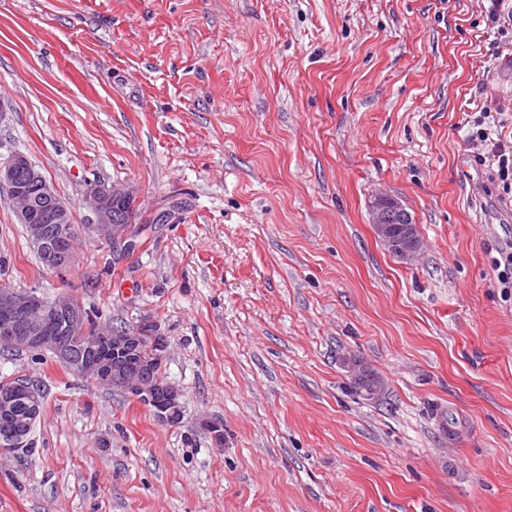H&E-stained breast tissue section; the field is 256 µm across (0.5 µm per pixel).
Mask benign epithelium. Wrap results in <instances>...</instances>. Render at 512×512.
<instances>
[{"instance_id": "benign-epithelium-1", "label": "benign epithelium", "mask_w": 512, "mask_h": 512, "mask_svg": "<svg viewBox=\"0 0 512 512\" xmlns=\"http://www.w3.org/2000/svg\"><path fill=\"white\" fill-rule=\"evenodd\" d=\"M0 186L17 204V218L27 226L30 239L55 270L73 259L68 212L42 172L23 154L0 164ZM134 190L125 184L93 187L84 192V204L94 216L93 229L111 233L112 245L132 247L129 224H117L112 205L134 204ZM374 231L379 240L404 261L413 260L421 240L409 211L398 199L378 194L371 202ZM84 308L73 298L48 300L32 289L0 286V347L49 353L71 366L80 376L99 385L120 390L148 407L156 421L176 426L183 417L181 394L172 384L161 383L162 345L141 327L114 330L98 326L89 336ZM41 415L35 385L21 381L0 386V456L24 447L27 436L19 417L34 422Z\"/></svg>"}]
</instances>
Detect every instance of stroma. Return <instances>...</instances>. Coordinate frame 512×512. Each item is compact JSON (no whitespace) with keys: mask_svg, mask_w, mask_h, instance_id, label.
Masks as SVG:
<instances>
[{"mask_svg":"<svg viewBox=\"0 0 512 512\" xmlns=\"http://www.w3.org/2000/svg\"><path fill=\"white\" fill-rule=\"evenodd\" d=\"M488 0H0V163L26 155L81 231L43 268L0 188V284L162 337L181 424L49 355L0 512H512V20ZM136 192L133 251L87 231ZM397 198L414 262L377 238ZM163 223H156L157 215ZM366 371L383 384L355 391ZM221 425L216 447L205 422ZM482 118L477 121V127L475 132H472L471 141L481 143L484 146L486 153L479 154L477 157L480 162H486L487 159L497 163V175L499 180L503 183V190H512V141L505 140L498 133L496 122L499 124L500 120L496 121L491 112H482ZM492 117V122L489 118ZM488 119V122L486 121ZM491 123L493 126H491ZM495 127V130L492 128ZM496 131V132H495ZM495 135L496 139L493 137ZM134 200V190L125 184H114L103 188L93 187L84 192V204L94 216L93 229L110 232L113 246L126 244L127 248L132 247L133 244L129 240L132 236V228L129 223L136 213L134 209L129 211L119 204L112 210V203H126L132 207ZM112 214L119 222L128 224H115ZM374 231L379 240L404 261L413 260L420 251L421 240L409 211L398 199L378 194L371 202ZM496 252L498 257L493 258V266L498 271V283L501 288L512 289V241L499 245Z\"/></svg>","mask_w":512,"mask_h":512,"instance_id":"1","label":"stroma"}]
</instances>
